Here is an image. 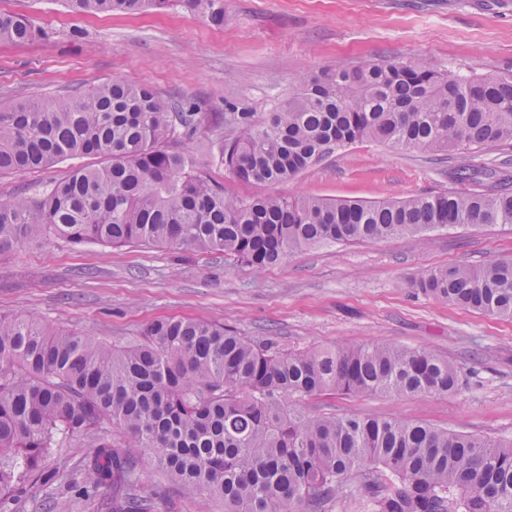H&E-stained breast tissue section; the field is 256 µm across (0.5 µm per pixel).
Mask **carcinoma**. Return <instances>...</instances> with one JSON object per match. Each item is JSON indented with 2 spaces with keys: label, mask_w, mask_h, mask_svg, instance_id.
<instances>
[{
  "label": "carcinoma",
  "mask_w": 512,
  "mask_h": 512,
  "mask_svg": "<svg viewBox=\"0 0 512 512\" xmlns=\"http://www.w3.org/2000/svg\"><path fill=\"white\" fill-rule=\"evenodd\" d=\"M81 14L162 10L172 0H64ZM224 22V0H180ZM39 29L0 14V43ZM205 116L114 79L64 100L0 107V173L94 155L31 201L0 197V251L54 236L72 245L169 246L263 269L309 248L512 224V175L461 166L450 189L380 202L230 197L175 147ZM221 162L243 182L279 184L365 140L437 154L512 147V79L460 78L411 60L338 62L303 76L264 120L233 102ZM452 305L512 318V257L440 267L415 282ZM457 367L386 343L288 350L203 318L146 326L107 345L30 318H0V500L36 477L64 439L101 433L76 485L112 492V512H153L145 456L167 478L224 500L225 512H327L350 481L370 512H512V442L420 422L309 412L322 395H446ZM125 437L112 445L107 425Z\"/></svg>",
  "instance_id": "1"
}]
</instances>
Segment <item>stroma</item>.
<instances>
[{"mask_svg": "<svg viewBox=\"0 0 512 512\" xmlns=\"http://www.w3.org/2000/svg\"><path fill=\"white\" fill-rule=\"evenodd\" d=\"M0 13L29 16L42 33L0 43V105L63 96L115 78L188 101L205 124L180 146L226 194L379 201L447 190V164L419 149L363 141L290 182L244 183L225 170L224 103L265 115L296 79L365 60L415 59L441 71L512 76V0H224V21L178 5L153 13L82 16L63 0H0ZM73 158L0 174V197L39 199L76 166ZM512 257V227H457L421 236L302 250L256 270L189 249L74 246L50 238L0 252V315L125 345L147 324L204 317L288 348L384 342L448 357L461 384L447 395H336L316 410L424 422L495 440L512 439V319L435 299L414 285L433 267ZM96 438L65 442L44 459V479L1 503L5 512H101L73 490ZM71 480L64 487L52 472ZM141 485L154 512H224L147 463Z\"/></svg>", "mask_w": 512, "mask_h": 512, "instance_id": "stroma-1", "label": "stroma"}]
</instances>
